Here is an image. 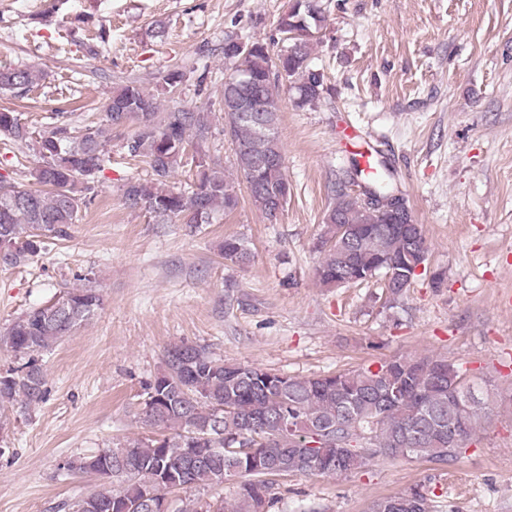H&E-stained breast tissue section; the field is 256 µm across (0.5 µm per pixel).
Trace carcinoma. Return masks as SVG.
Segmentation results:
<instances>
[{
    "label": "carcinoma",
    "instance_id": "carcinoma-1",
    "mask_svg": "<svg viewBox=\"0 0 512 512\" xmlns=\"http://www.w3.org/2000/svg\"><path fill=\"white\" fill-rule=\"evenodd\" d=\"M323 23L318 0H293L278 23L291 46L277 59L259 41L250 43L245 56L234 44H224V59L255 90L263 107L258 116L270 126L263 134L253 121L223 113L237 171L252 204L269 219L264 196L279 195L285 203L291 196L278 137L280 89L295 90L299 107L316 104L328 92L309 53ZM184 78L182 69L173 68L160 74V83L173 92ZM39 79V71L28 66L1 70L0 89L27 92ZM129 125L137 130L123 148L131 157L145 158L153 179L123 185L127 207L145 211L157 224H210L216 214L237 207L238 196L211 156L209 112L177 105L163 110L134 83L113 93L105 107V127L88 126L78 136L65 124L36 136L17 113L3 109L0 142L32 150L35 160L18 170L26 185L0 177V262L19 265L37 256L48 241L71 237L81 205L112 162L106 130ZM187 160L196 168V179L184 190L169 188L168 179ZM358 180L376 198L399 193L387 168L368 172L353 160L336 182L324 215L316 276L327 287H342L382 273L394 301L426 261L425 233L420 224L392 223L388 211L352 195L349 186ZM222 252L232 264L251 259L249 245L237 237L225 238ZM101 306L97 289L68 288L51 303L17 316L0 336V348L23 355L50 352ZM461 375L445 357L412 356L386 359L375 370L368 365L295 377L226 363L197 345L170 346L162 371L145 385L137 413L142 424L161 433L69 459L60 467L62 474L97 475L104 480V493L66 500L59 510L149 512L148 495L161 502L179 486L185 491L217 489L234 479L231 507L220 498L199 497L187 508L177 497L172 512H271L278 503L276 477L348 475L377 457L423 459L449 469L489 411L479 394L464 401L456 386ZM46 392L45 373L33 359L0 373V405H36ZM397 500L403 512H438L423 485L376 499L368 512H392Z\"/></svg>",
    "mask_w": 512,
    "mask_h": 512
}]
</instances>
